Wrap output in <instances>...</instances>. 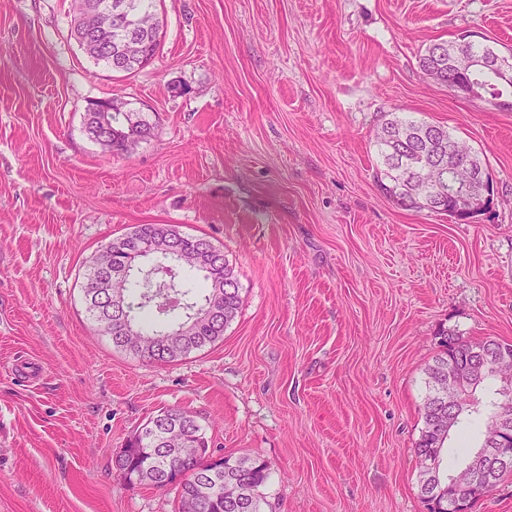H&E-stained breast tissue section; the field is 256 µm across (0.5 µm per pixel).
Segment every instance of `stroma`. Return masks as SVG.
<instances>
[{"instance_id": "1", "label": "stroma", "mask_w": 512, "mask_h": 512, "mask_svg": "<svg viewBox=\"0 0 512 512\" xmlns=\"http://www.w3.org/2000/svg\"><path fill=\"white\" fill-rule=\"evenodd\" d=\"M123 76L71 36L72 0H0V512H175L114 459L161 411L268 465L267 512H427L414 446L443 331L512 342V107L423 76L436 41L512 54V0H157ZM115 97L154 126L112 154L84 128ZM478 151L462 224L374 178L383 113ZM139 224L203 236L242 304L224 339L155 364L83 301L91 258ZM42 367L25 382L14 365Z\"/></svg>"}]
</instances>
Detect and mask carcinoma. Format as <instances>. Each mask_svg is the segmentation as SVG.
Listing matches in <instances>:
<instances>
[{
	"mask_svg": "<svg viewBox=\"0 0 512 512\" xmlns=\"http://www.w3.org/2000/svg\"><path fill=\"white\" fill-rule=\"evenodd\" d=\"M143 22L149 31L144 33L143 47L122 63V68L113 66L112 55L103 52H92L87 58L96 65H102L112 72L131 74L145 67L155 57L163 37L160 21L149 9L154 0H135ZM452 43L434 42L420 56L419 67L424 76H429L438 50L450 52ZM437 83L446 86L471 87L477 89V96L489 95L492 98L512 96V81L504 84L491 71H465L451 66H444ZM99 112L85 113V129L88 135L105 150L113 154L128 152L131 144L145 140L153 135L154 127L146 119L130 128L126 126L119 113H112V129L105 128L101 123ZM375 146L379 158L377 180L383 193L397 204L407 209L427 210L429 206L420 203L418 192L419 181L414 178L411 164L417 157H424L434 166L433 175L438 180H447L457 189L458 193L450 195L437 203L445 207L446 213L459 221L475 218L485 207L475 211L465 208L462 191L469 185L468 174L452 163V151L459 148L466 152L469 166L477 172H484V165L478 154L464 142L456 139L448 127L427 122L408 121L396 112H386L381 116L375 134ZM135 234L142 239L172 238L175 252L195 251L205 241L201 236L183 235L173 227L164 224H142L136 228ZM133 239L120 237L109 241L90 262L89 273L82 284V292L86 309L100 332L110 335L117 321L112 314V267H140L145 257L141 256L132 245ZM224 282V320L193 326L185 330L191 309L209 299L213 284ZM122 294L123 314L136 333L149 341L153 348L146 353L132 347L126 348L130 354L152 362H173L194 351L224 339V330L235 318L242 299L238 282L226 259L221 257L213 261L209 273L202 274L196 266L189 263L177 264V270L171 278L170 286L154 284L146 277L133 274L118 286ZM461 337L452 333H442L441 350L433 363L426 369L427 388H432L434 380L448 368V361L458 366L471 362L469 352L459 345ZM496 397L486 403L475 401L468 413H481L483 420L480 432L486 433L489 423L503 403V389L494 390ZM435 403L430 396H425L422 406L423 428L414 453L426 459H442L445 445L448 443V430L436 425ZM149 424L145 423L129 440L131 452L121 456L115 462L120 475L132 474L138 481L126 479L129 484H147L156 488L169 485L166 481V470L178 461V458L164 451L165 443H145L149 437ZM183 465L194 470V473L180 484V500L177 512H198L192 506V497L196 494L199 483L207 478L208 466L203 458L186 457ZM268 478V465L259 458H227L224 460V481L235 482L250 492L246 505L239 506L234 502L220 500L208 512H264L263 498L260 488ZM449 476L432 477L425 473L419 474L418 486L421 498L427 505L428 512H445L448 505Z\"/></svg>",
	"mask_w": 512,
	"mask_h": 512,
	"instance_id": "1",
	"label": "carcinoma"
}]
</instances>
